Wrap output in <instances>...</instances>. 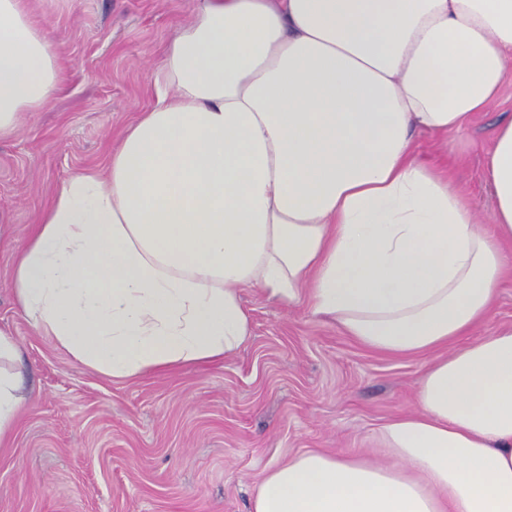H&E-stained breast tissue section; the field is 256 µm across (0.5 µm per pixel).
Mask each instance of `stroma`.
I'll use <instances>...</instances> for the list:
<instances>
[{
  "instance_id": "1",
  "label": "stroma",
  "mask_w": 512,
  "mask_h": 512,
  "mask_svg": "<svg viewBox=\"0 0 512 512\" xmlns=\"http://www.w3.org/2000/svg\"><path fill=\"white\" fill-rule=\"evenodd\" d=\"M193 0H34L33 16L67 66L47 106L0 141V329L17 342L27 404L0 447V512H250L263 469L313 448L376 461L373 435L416 410L431 358L367 350L306 305L244 289L252 336L221 362L135 380L75 360L17 307L13 255L58 185L101 167L135 118L169 88L157 82L163 44ZM512 119V71L489 111L415 152L449 167L492 233L486 154ZM512 327V271L495 289L473 341Z\"/></svg>"
}]
</instances>
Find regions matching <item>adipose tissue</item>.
<instances>
[{"label":"adipose tissue","mask_w":512,"mask_h":512,"mask_svg":"<svg viewBox=\"0 0 512 512\" xmlns=\"http://www.w3.org/2000/svg\"><path fill=\"white\" fill-rule=\"evenodd\" d=\"M511 60L512 0H194L162 49L172 94L58 186L17 255L21 311L116 379L233 355L252 334L245 288L371 351L436 353L418 411L378 430L389 462L297 453L251 512H512V328L455 344L512 243V120L486 163L491 237L414 150L486 111ZM62 72L28 0H0V140ZM25 399L0 371V444Z\"/></svg>","instance_id":"adipose-tissue-1"}]
</instances>
